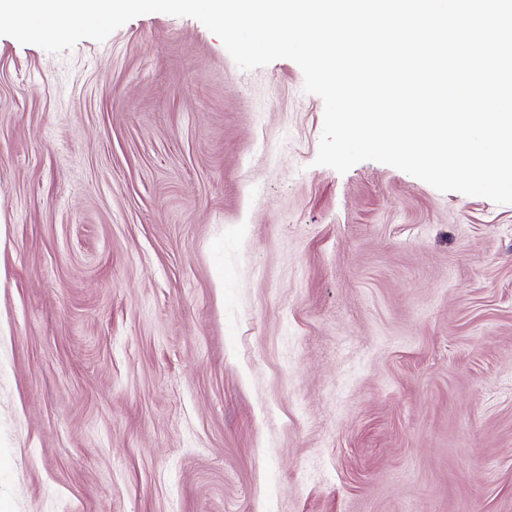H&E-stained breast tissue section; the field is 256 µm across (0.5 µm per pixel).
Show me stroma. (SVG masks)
<instances>
[{
  "label": "stroma",
  "mask_w": 512,
  "mask_h": 512,
  "mask_svg": "<svg viewBox=\"0 0 512 512\" xmlns=\"http://www.w3.org/2000/svg\"><path fill=\"white\" fill-rule=\"evenodd\" d=\"M303 83L0 36V512H512V204L316 165Z\"/></svg>",
  "instance_id": "35a3bbf8"
}]
</instances>
